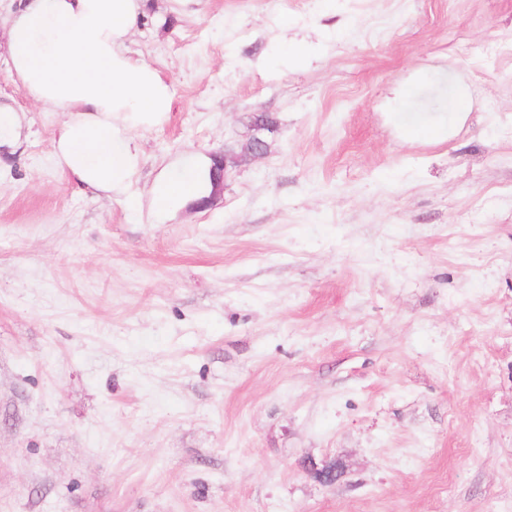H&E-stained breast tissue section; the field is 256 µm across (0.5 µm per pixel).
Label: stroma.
I'll list each match as a JSON object with an SVG mask.
<instances>
[{
	"label": "stroma",
	"instance_id": "obj_1",
	"mask_svg": "<svg viewBox=\"0 0 512 512\" xmlns=\"http://www.w3.org/2000/svg\"><path fill=\"white\" fill-rule=\"evenodd\" d=\"M149 2L130 204L0 49V512H512V0ZM20 119L14 110L0 106V148L12 147L18 137ZM253 135L249 140L235 148L224 146V152L213 155L214 161L218 162L220 170L215 177L213 194L212 186L208 178L209 168L212 162L207 163L200 172L193 157L189 156L184 160L182 167L177 173L159 179L155 182L152 195L153 203L159 211H166L173 205L179 203L195 202L201 198L208 197L200 204V209L207 208L212 200L224 190V181L227 173L249 164L253 159L264 156L268 153L269 143L267 134H274L276 125L268 124L258 117L253 120Z\"/></svg>",
	"mask_w": 512,
	"mask_h": 512
}]
</instances>
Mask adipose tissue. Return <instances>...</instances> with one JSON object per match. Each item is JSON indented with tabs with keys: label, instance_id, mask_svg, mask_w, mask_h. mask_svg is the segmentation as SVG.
Here are the masks:
<instances>
[{
	"label": "adipose tissue",
	"instance_id": "adipose-tissue-1",
	"mask_svg": "<svg viewBox=\"0 0 512 512\" xmlns=\"http://www.w3.org/2000/svg\"><path fill=\"white\" fill-rule=\"evenodd\" d=\"M146 0H19L5 27L11 80L36 105L63 113L59 168L86 191L127 198L142 158L134 134L172 108L169 77L134 58L130 38ZM207 172L186 158L155 182L158 210L210 195Z\"/></svg>",
	"mask_w": 512,
	"mask_h": 512
}]
</instances>
